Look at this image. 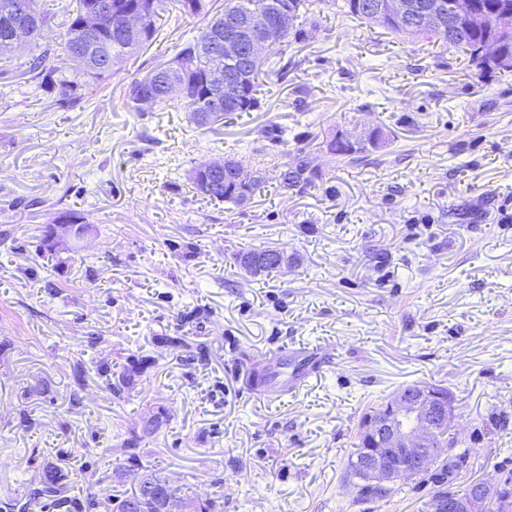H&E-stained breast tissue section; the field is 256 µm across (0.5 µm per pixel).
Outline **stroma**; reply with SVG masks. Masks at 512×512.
Listing matches in <instances>:
<instances>
[{"label":"stroma","instance_id":"stroma-1","mask_svg":"<svg viewBox=\"0 0 512 512\" xmlns=\"http://www.w3.org/2000/svg\"><path fill=\"white\" fill-rule=\"evenodd\" d=\"M202 25L162 17L74 109L32 95L24 56L0 60V512L48 459L72 470L69 496L133 488L145 464L224 512H427L431 484L357 505L346 473L368 407L413 384L448 390L472 480L512 477V74L474 76L455 50L318 0L296 22L315 38L289 42L260 110L206 130L180 110L128 111L131 82ZM271 124L281 142L262 138ZM378 126L361 160L324 146ZM302 151L315 186L271 183L242 208L186 178L232 157L272 179ZM67 210L90 231L52 269L41 227ZM266 246L288 268L244 274L237 253ZM300 346L331 357L305 390L249 388L260 356ZM103 355L149 361L124 398L97 374ZM162 406L169 422L121 448Z\"/></svg>","mask_w":512,"mask_h":512}]
</instances>
